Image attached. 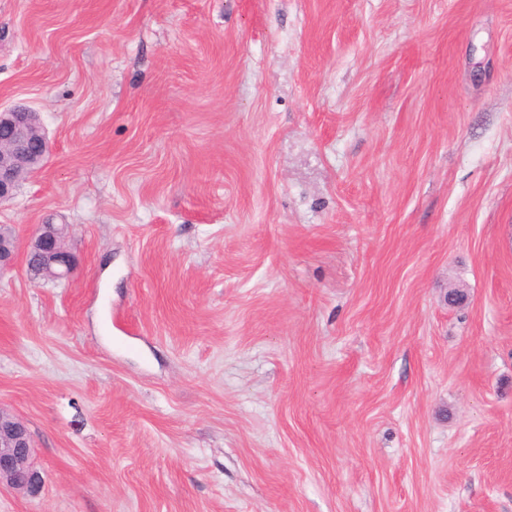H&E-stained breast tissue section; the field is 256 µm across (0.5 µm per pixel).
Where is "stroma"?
Masks as SVG:
<instances>
[{
	"mask_svg": "<svg viewBox=\"0 0 512 512\" xmlns=\"http://www.w3.org/2000/svg\"><path fill=\"white\" fill-rule=\"evenodd\" d=\"M0 104V512H512V0H0ZM49 148L39 112L0 107V203L13 197L22 175L34 172ZM68 237L67 224H41L29 237L25 259L37 262L43 270L42 279L68 278L74 269L73 257L65 247ZM33 450L30 431L23 421L0 411V487L30 494L38 491L42 477L31 466Z\"/></svg>",
	"mask_w": 512,
	"mask_h": 512,
	"instance_id": "stroma-1",
	"label": "stroma"
}]
</instances>
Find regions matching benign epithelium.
Masks as SVG:
<instances>
[{
    "mask_svg": "<svg viewBox=\"0 0 512 512\" xmlns=\"http://www.w3.org/2000/svg\"><path fill=\"white\" fill-rule=\"evenodd\" d=\"M49 154L40 113L29 108H0V203L10 200L23 174L33 172ZM66 224H41L29 237L25 259L40 265L45 279L69 277L74 269L73 257L65 247ZM19 249V237H6L0 230V273L12 266ZM30 431L23 421L0 411V487L33 494L42 477L33 468Z\"/></svg>",
    "mask_w": 512,
    "mask_h": 512,
    "instance_id": "benign-epithelium-1",
    "label": "benign epithelium"
}]
</instances>
